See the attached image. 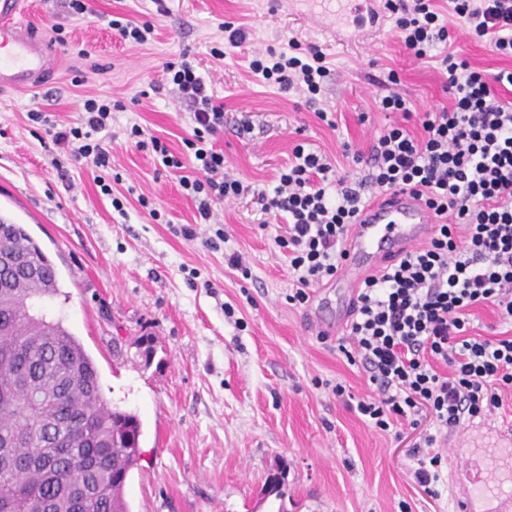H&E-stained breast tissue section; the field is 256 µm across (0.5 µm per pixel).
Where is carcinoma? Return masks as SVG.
Here are the masks:
<instances>
[{"label":"carcinoma","instance_id":"carcinoma-1","mask_svg":"<svg viewBox=\"0 0 512 512\" xmlns=\"http://www.w3.org/2000/svg\"><path fill=\"white\" fill-rule=\"evenodd\" d=\"M0 512H130L124 491L143 423L112 407L98 368L59 319L29 318L27 303L61 294L54 263L24 225L0 218ZM82 475L90 493L68 490Z\"/></svg>","mask_w":512,"mask_h":512}]
</instances>
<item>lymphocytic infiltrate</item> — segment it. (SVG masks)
I'll list each match as a JSON object with an SVG mask.
<instances>
[{"instance_id": "lymphocytic-infiltrate-1", "label": "lymphocytic infiltrate", "mask_w": 512, "mask_h": 512, "mask_svg": "<svg viewBox=\"0 0 512 512\" xmlns=\"http://www.w3.org/2000/svg\"><path fill=\"white\" fill-rule=\"evenodd\" d=\"M386 8L396 14L397 33L417 59L453 41L458 26L494 53L512 57V0H448L444 13L437 0L402 7L388 0ZM440 65L447 73L449 106L415 114L397 92L380 99L382 109L417 118L422 133L401 126L383 132L366 159L364 181L337 175L327 156L298 145L273 194L259 196L263 210L287 226L275 242L293 277L289 299L300 305L309 302L312 288L333 281L345 260L346 231L365 203L363 185L410 189L445 216L425 246L364 280L338 339L349 364L361 368L379 391L356 404L375 428L388 430L399 418L416 427L421 413L429 414L432 430L422 434L409 458L417 483L432 498L439 495L444 464L438 434H452L501 409L503 394L512 393V335L482 336L470 322L471 309L488 304L512 321V102L494 92L497 84L512 85V71L486 77L452 50ZM249 69L281 92L311 99L331 77L319 49L305 54L293 42L267 47ZM162 72L189 112L192 134L183 143L195 163L180 185L206 224L213 203L243 191L226 170L223 151L212 146L224 131V105L189 53L163 62ZM122 108L118 101L88 97L77 125L59 123L41 110L29 118L44 126L58 149L104 173L112 161L99 135Z\"/></svg>"}]
</instances>
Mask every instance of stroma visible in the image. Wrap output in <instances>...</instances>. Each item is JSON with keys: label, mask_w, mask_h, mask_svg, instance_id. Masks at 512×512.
<instances>
[{"label": "stroma", "mask_w": 512, "mask_h": 512, "mask_svg": "<svg viewBox=\"0 0 512 512\" xmlns=\"http://www.w3.org/2000/svg\"><path fill=\"white\" fill-rule=\"evenodd\" d=\"M22 21L53 44L54 71L25 92L0 91V215L24 225L57 266L60 296L54 317L95 360L113 405L143 422V457L125 488L130 512H455L459 491L443 476L439 500H430L411 472L408 451L419 437L407 422L389 431L372 427L336 397L335 385L355 398L376 387L305 322L311 307L340 306L336 289L307 305L289 303L292 274L275 243L285 224L262 211L257 191L273 192L296 145L328 156L339 172L360 177L356 154H369L389 126L416 121L381 111L389 73L411 110L448 103L439 58L455 48L486 74L512 70V58L494 54L457 30L453 45L438 44L419 60L395 34V18L350 42L324 38L275 0H88L91 11L71 14L67 0H22ZM148 20L154 39L125 43L108 26L111 16ZM249 29L238 47L226 45L221 22ZM296 41L320 49L333 72L317 108L335 112L328 127L298 94L283 93L252 76L251 55ZM224 42L223 60L210 49ZM86 49L87 58L76 55ZM189 52L224 104V135L215 146L245 190L214 204L229 235L221 250L205 247L206 225L179 184L180 171L160 167L129 141L132 126L160 137L191 165L182 140L191 133L185 109L169 89L148 92L162 79L169 56ZM81 85H73L75 74ZM121 101L112 114V172L119 180L103 194L90 164L72 162L45 146L47 135L27 114L53 113L78 122L88 97ZM125 196L122 209L113 196ZM157 208L155 223L138 197ZM196 224L197 237L174 236L173 224ZM239 251L252 271L237 276L224 261ZM154 340L151 360L139 342ZM281 476V497L265 496Z\"/></svg>", "instance_id": "stroma-1"}]
</instances>
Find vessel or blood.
Listing matches in <instances>:
<instances>
[{"label": "vessel or blood", "mask_w": 512, "mask_h": 512, "mask_svg": "<svg viewBox=\"0 0 512 512\" xmlns=\"http://www.w3.org/2000/svg\"><path fill=\"white\" fill-rule=\"evenodd\" d=\"M289 12L322 21L339 41H352L378 29L385 0H288ZM21 0H0V89L37 86L52 70L46 44L19 20ZM441 217L404 189L378 193L361 209L346 237L347 258L334 282L353 300L358 286L379 274L411 249L425 244ZM493 447L477 442L469 428L466 440L453 444V482L460 489L458 512H512V424L489 427Z\"/></svg>", "instance_id": "obj_1"}]
</instances>
